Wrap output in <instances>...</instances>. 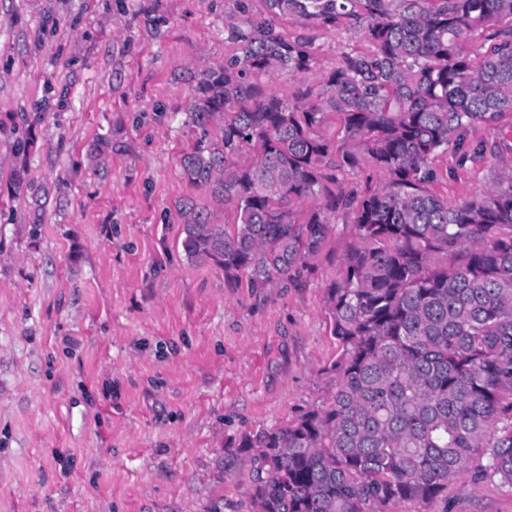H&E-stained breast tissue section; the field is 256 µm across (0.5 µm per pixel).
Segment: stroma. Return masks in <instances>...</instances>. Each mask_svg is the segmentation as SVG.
Wrapping results in <instances>:
<instances>
[{"label": "stroma", "mask_w": 512, "mask_h": 512, "mask_svg": "<svg viewBox=\"0 0 512 512\" xmlns=\"http://www.w3.org/2000/svg\"><path fill=\"white\" fill-rule=\"evenodd\" d=\"M265 0H0V512H252L239 434L323 405L338 354L325 295L352 217L262 288L182 251L186 105ZM314 61L266 84L316 89L371 45L346 20L286 17ZM512 113L431 167L449 200L512 170ZM111 136L107 154H96ZM388 512H512V488L456 472Z\"/></svg>", "instance_id": "stroma-1"}]
</instances>
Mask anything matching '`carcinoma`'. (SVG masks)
<instances>
[{
	"label": "carcinoma",
	"instance_id": "1",
	"mask_svg": "<svg viewBox=\"0 0 512 512\" xmlns=\"http://www.w3.org/2000/svg\"><path fill=\"white\" fill-rule=\"evenodd\" d=\"M237 53L196 78L183 180L235 210L177 203L192 263L233 287L286 278L353 215L326 288L340 355L327 404L245 432L254 512H382L429 501L460 469L512 488V170L450 202L431 160L464 130L512 112V0H266ZM297 16L361 27L373 51L342 54L318 91L285 99L263 78L310 69V43L276 31ZM489 32L475 61L467 42ZM340 123L342 143L323 134ZM249 151L251 163L238 156ZM343 171L377 177L362 193Z\"/></svg>",
	"mask_w": 512,
	"mask_h": 512
}]
</instances>
